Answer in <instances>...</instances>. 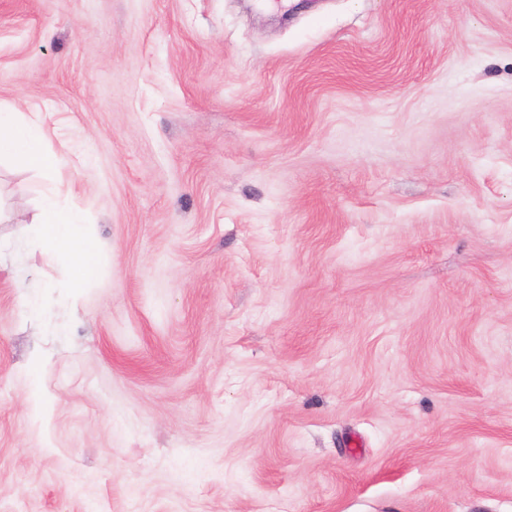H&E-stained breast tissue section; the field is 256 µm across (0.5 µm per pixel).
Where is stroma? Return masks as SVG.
Returning a JSON list of instances; mask_svg holds the SVG:
<instances>
[{
	"instance_id": "1",
	"label": "stroma",
	"mask_w": 512,
	"mask_h": 512,
	"mask_svg": "<svg viewBox=\"0 0 512 512\" xmlns=\"http://www.w3.org/2000/svg\"><path fill=\"white\" fill-rule=\"evenodd\" d=\"M0 108V512H512V0H0ZM43 139L42 128L24 113L0 109V157H23L30 166L50 174L57 158L43 148ZM83 226L79 213L51 190L43 195L39 213L28 227V240L52 252L72 280L84 281L95 267L97 245Z\"/></svg>"
}]
</instances>
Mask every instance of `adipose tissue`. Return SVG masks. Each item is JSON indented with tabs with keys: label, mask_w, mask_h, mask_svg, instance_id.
I'll return each mask as SVG.
<instances>
[{
	"label": "adipose tissue",
	"mask_w": 512,
	"mask_h": 512,
	"mask_svg": "<svg viewBox=\"0 0 512 512\" xmlns=\"http://www.w3.org/2000/svg\"><path fill=\"white\" fill-rule=\"evenodd\" d=\"M41 127L21 112L0 111V157L20 156L44 173H51L56 156L46 151ZM30 244L52 252L75 281L94 269L97 245L83 229L79 213L61 203L56 192L43 195L39 213L28 227Z\"/></svg>",
	"instance_id": "adipose-tissue-1"
}]
</instances>
